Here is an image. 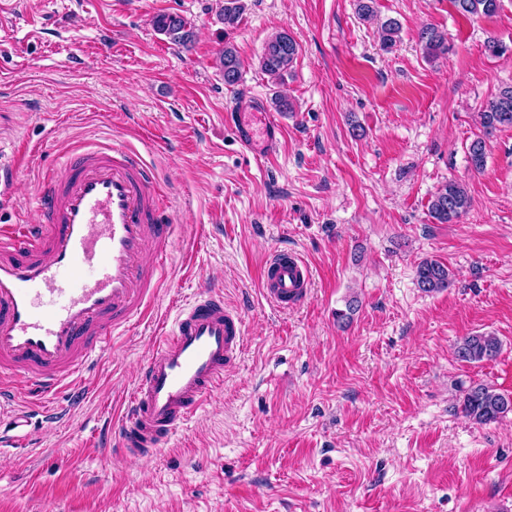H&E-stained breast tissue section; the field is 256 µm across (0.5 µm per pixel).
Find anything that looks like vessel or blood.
<instances>
[{
	"mask_svg": "<svg viewBox=\"0 0 512 512\" xmlns=\"http://www.w3.org/2000/svg\"><path fill=\"white\" fill-rule=\"evenodd\" d=\"M254 156L275 155L283 129L257 100L227 113ZM21 169L0 152V197ZM153 170L116 143L75 148L48 169L37 195L39 220L0 225V421L16 398L45 405L75 387L83 370L159 295L173 227ZM311 273L278 251L261 277L265 300L285 309L309 294ZM245 348L241 312L220 289L200 292L141 365L109 427L110 455L148 462L224 383Z\"/></svg>",
	"mask_w": 512,
	"mask_h": 512,
	"instance_id": "1",
	"label": "vessel or blood"
}]
</instances>
